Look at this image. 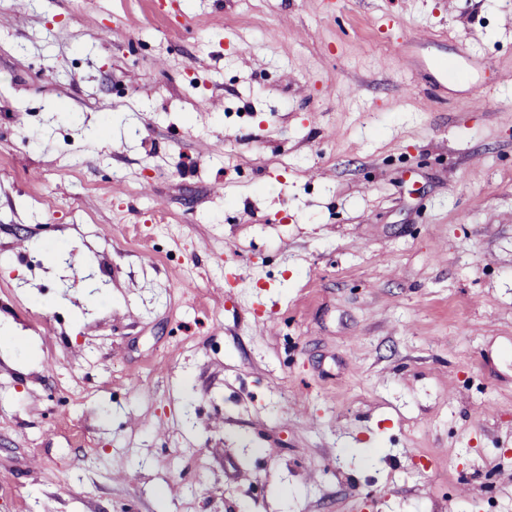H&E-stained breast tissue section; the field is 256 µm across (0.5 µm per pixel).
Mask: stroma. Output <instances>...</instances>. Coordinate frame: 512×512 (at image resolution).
<instances>
[{"label": "stroma", "instance_id": "1", "mask_svg": "<svg viewBox=\"0 0 512 512\" xmlns=\"http://www.w3.org/2000/svg\"><path fill=\"white\" fill-rule=\"evenodd\" d=\"M1 326L0 512H512V0H0Z\"/></svg>", "mask_w": 512, "mask_h": 512}]
</instances>
